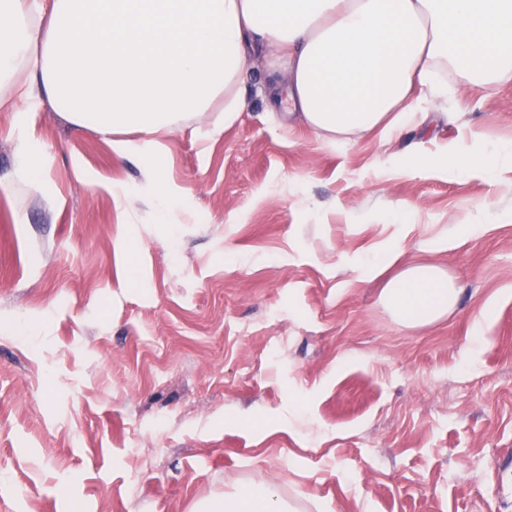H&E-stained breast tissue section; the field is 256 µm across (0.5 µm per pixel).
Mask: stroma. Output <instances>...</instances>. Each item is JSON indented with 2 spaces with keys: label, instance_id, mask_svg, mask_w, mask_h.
Masks as SVG:
<instances>
[{
  "label": "stroma",
  "instance_id": "1",
  "mask_svg": "<svg viewBox=\"0 0 512 512\" xmlns=\"http://www.w3.org/2000/svg\"><path fill=\"white\" fill-rule=\"evenodd\" d=\"M266 83L165 138L164 213L111 136L0 110V512H191L259 472L325 512H512V171L399 170L512 146V83L347 145L273 123ZM390 243L448 315L393 319Z\"/></svg>",
  "mask_w": 512,
  "mask_h": 512
}]
</instances>
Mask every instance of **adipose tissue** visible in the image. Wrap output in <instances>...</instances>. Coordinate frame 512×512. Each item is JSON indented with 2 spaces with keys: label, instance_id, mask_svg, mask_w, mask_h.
<instances>
[{
  "label": "adipose tissue",
  "instance_id": "adipose-tissue-1",
  "mask_svg": "<svg viewBox=\"0 0 512 512\" xmlns=\"http://www.w3.org/2000/svg\"><path fill=\"white\" fill-rule=\"evenodd\" d=\"M277 71L270 109L327 144L410 124L421 92L447 99L449 81L512 82V0H0V87L16 112L50 104L78 125L113 135L117 154L142 159L153 203L175 204L158 164L161 138L223 102L224 125L242 116V76L255 48ZM512 167L493 156L409 155L404 169ZM397 322L422 326L458 297L432 264L387 283ZM264 476L194 512H304Z\"/></svg>",
  "mask_w": 512,
  "mask_h": 512
}]
</instances>
